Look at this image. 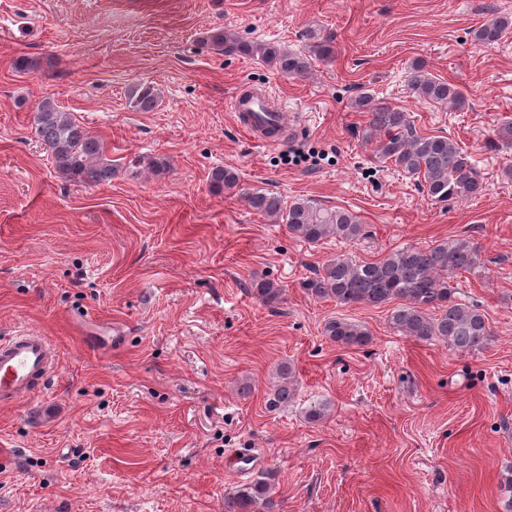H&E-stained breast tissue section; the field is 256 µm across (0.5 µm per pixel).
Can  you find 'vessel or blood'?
<instances>
[{
	"label": "vessel or blood",
	"mask_w": 512,
	"mask_h": 512,
	"mask_svg": "<svg viewBox=\"0 0 512 512\" xmlns=\"http://www.w3.org/2000/svg\"><path fill=\"white\" fill-rule=\"evenodd\" d=\"M239 127L266 146L282 144L301 132L302 113L287 110L263 88L240 89L231 100ZM58 370L57 352L39 331L22 327L0 336V402L22 403Z\"/></svg>",
	"instance_id": "obj_1"
}]
</instances>
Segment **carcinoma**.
Here are the masks:
<instances>
[{
	"instance_id": "obj_1",
	"label": "carcinoma",
	"mask_w": 512,
	"mask_h": 512,
	"mask_svg": "<svg viewBox=\"0 0 512 512\" xmlns=\"http://www.w3.org/2000/svg\"><path fill=\"white\" fill-rule=\"evenodd\" d=\"M511 31L512 17L495 16L473 30V39L491 46ZM211 39L228 53L258 57L288 77L305 74L314 59L329 61L336 56L331 33L310 34L306 54L223 31L214 33ZM410 85L423 102L453 109L465 105L463 92L432 76L422 62L413 66ZM132 101L133 107L141 111L155 108L157 97L153 86L138 85ZM368 101L369 97L363 96L355 107L366 113L362 137L374 144L379 159L420 178L424 191L437 202H463L482 191L479 174L463 157L458 143L445 136L422 135L412 127L408 113L385 103L370 105ZM31 127L38 141L51 152L55 167L64 178L89 185L112 181V160L105 155L100 138L59 111L52 102L40 105ZM237 184L238 175L229 169L216 168L211 173L210 186L217 192L231 190ZM244 200L255 211L286 224L293 237L309 244L330 237L350 241L365 235L357 216L347 210L319 208L304 199L286 206L280 197L266 192H249ZM481 266L480 248L470 239L459 237L429 248L395 250L372 262L340 254L317 269L315 276L303 283V288L317 299H332L342 306H380L395 301L397 305L389 316L393 329L409 338L439 341L454 351L466 353L485 346L492 330L479 309L454 300L450 282L457 273ZM254 292L265 304H277L283 296V288L271 280L254 283ZM324 335L348 347H363L371 341L365 326L341 318L326 322ZM294 396L292 368L283 364L279 367V382L268 394L267 404L271 408L286 407ZM499 491L505 512H512V466L502 474ZM281 507L267 472L257 474L224 498V512H281Z\"/></svg>"
}]
</instances>
